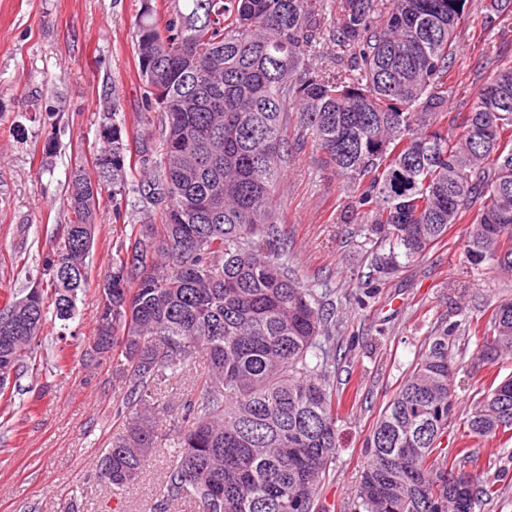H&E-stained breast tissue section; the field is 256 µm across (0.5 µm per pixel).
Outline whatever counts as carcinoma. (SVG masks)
Here are the masks:
<instances>
[{
    "instance_id": "cac0c4a2",
    "label": "carcinoma",
    "mask_w": 512,
    "mask_h": 512,
    "mask_svg": "<svg viewBox=\"0 0 512 512\" xmlns=\"http://www.w3.org/2000/svg\"><path fill=\"white\" fill-rule=\"evenodd\" d=\"M143 0L133 25L143 86L142 132L103 108L94 158L77 160L72 214L31 291L0 309V391L36 359L48 313L74 318L87 284L102 182L134 194L142 223L104 280L124 421L99 474L121 493L158 447L157 386L204 364L181 399L174 462L152 512H314L336 455L335 292L303 287L277 218L293 148L288 128L346 182L347 208L370 245L366 277L384 278L464 224L471 269L512 275V59L448 111V73L463 27L489 38L512 0ZM336 46L327 73L310 63ZM142 178L130 185L128 171ZM161 223H153L155 215ZM429 336L366 439L355 512H462L496 494L447 463L442 440L455 397V332ZM477 367L512 356V298L484 324ZM467 436L512 439V375L477 387Z\"/></svg>"
}]
</instances>
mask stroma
I'll return each instance as SVG.
<instances>
[{"mask_svg": "<svg viewBox=\"0 0 512 512\" xmlns=\"http://www.w3.org/2000/svg\"><path fill=\"white\" fill-rule=\"evenodd\" d=\"M141 0H0V307L12 302L42 269L60 225L68 223L69 172L77 157L101 147L100 111L122 106L127 132L138 128L143 90L131 24ZM512 49V14L492 38L476 41L462 29L458 82L448 107L461 112L482 79L476 62L495 66ZM57 154L44 159L47 138ZM278 219L290 241L299 281L332 288L342 302L336 339V429L339 447L318 492L319 512H354L368 461L365 440L398 391L423 341L459 322L454 375L455 414L444 440L448 456L470 444L466 418L473 406L474 356L480 336L467 323L484 307L512 296V281L473 271L464 254L465 227L383 282L365 284L364 251L355 218L346 215L347 189L323 168L311 148L295 150L280 185ZM140 215L130 205L100 201L89 256L88 286L68 327L47 322L34 365L0 395V512H150L160 493L170 451L151 457L141 477L113 496L96 464L121 425L120 392L111 361H85L98 312L99 286L112 257ZM469 471L494 482L498 494L476 512H512V440L475 444Z\"/></svg>", "mask_w": 512, "mask_h": 512, "instance_id": "1", "label": "stroma"}]
</instances>
